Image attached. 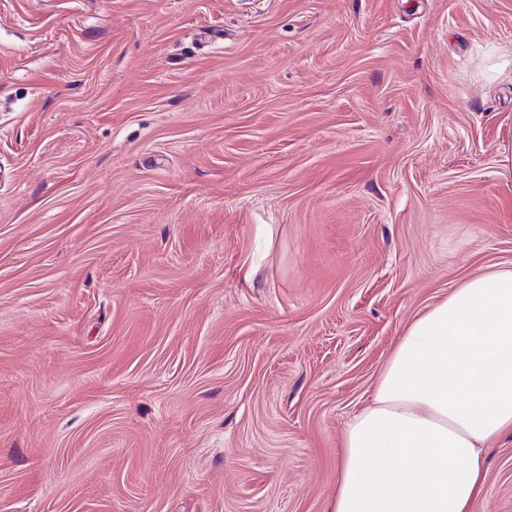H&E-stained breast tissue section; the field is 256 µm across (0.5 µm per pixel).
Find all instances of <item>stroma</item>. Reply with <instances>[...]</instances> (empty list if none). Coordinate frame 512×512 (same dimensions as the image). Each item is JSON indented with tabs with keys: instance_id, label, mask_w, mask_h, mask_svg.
I'll list each match as a JSON object with an SVG mask.
<instances>
[{
	"instance_id": "35a3bbf8",
	"label": "stroma",
	"mask_w": 512,
	"mask_h": 512,
	"mask_svg": "<svg viewBox=\"0 0 512 512\" xmlns=\"http://www.w3.org/2000/svg\"><path fill=\"white\" fill-rule=\"evenodd\" d=\"M507 59L512 0H0V512H328L405 327L512 263Z\"/></svg>"
}]
</instances>
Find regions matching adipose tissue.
Masks as SVG:
<instances>
[{
  "label": "adipose tissue",
  "mask_w": 512,
  "mask_h": 512,
  "mask_svg": "<svg viewBox=\"0 0 512 512\" xmlns=\"http://www.w3.org/2000/svg\"><path fill=\"white\" fill-rule=\"evenodd\" d=\"M512 435V267L471 273L389 353L345 424L330 512H469Z\"/></svg>",
  "instance_id": "1"
}]
</instances>
